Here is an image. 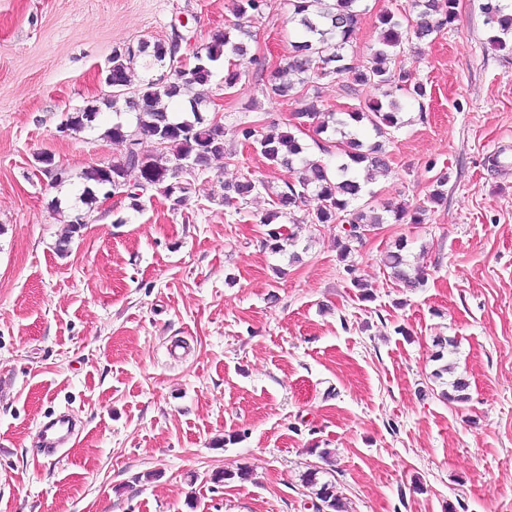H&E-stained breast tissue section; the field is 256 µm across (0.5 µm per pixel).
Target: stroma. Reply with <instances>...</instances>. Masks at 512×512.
I'll list each match as a JSON object with an SVG mask.
<instances>
[{
    "label": "stroma",
    "mask_w": 512,
    "mask_h": 512,
    "mask_svg": "<svg viewBox=\"0 0 512 512\" xmlns=\"http://www.w3.org/2000/svg\"><path fill=\"white\" fill-rule=\"evenodd\" d=\"M481 2L458 0L453 25L403 44L396 65L428 97L406 106L392 171L371 184L376 212L413 208L445 171L444 200L424 223L382 224L344 263L338 224H290L291 244L265 246L260 219L298 174L237 135L297 107L264 86L299 39L291 0L249 20L233 88L226 59L200 88L232 160L197 174L177 210L154 190L137 210L98 199L64 256L82 172L125 151L102 137L112 111L76 134L66 113L107 94L115 48L184 21L193 55L233 27L232 0H0V512H315L301 479L318 467L348 512H512V51L490 44ZM409 3L360 0L351 64H366L379 15ZM44 153L62 185L37 171ZM246 177L266 190L224 207L221 184ZM399 241L424 273L412 293L382 264ZM448 337L464 404L434 376ZM62 409L82 430L42 457L39 426Z\"/></svg>",
    "instance_id": "1"
}]
</instances>
